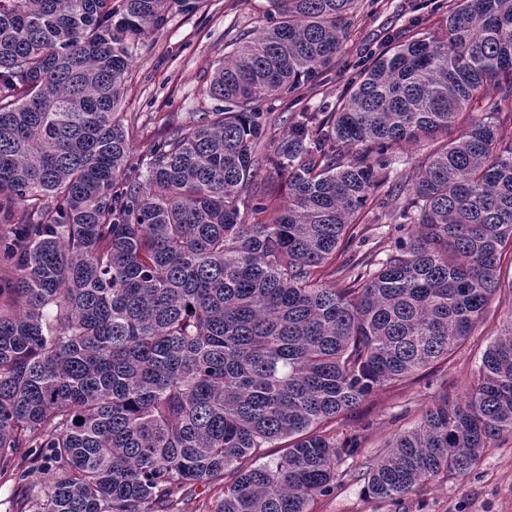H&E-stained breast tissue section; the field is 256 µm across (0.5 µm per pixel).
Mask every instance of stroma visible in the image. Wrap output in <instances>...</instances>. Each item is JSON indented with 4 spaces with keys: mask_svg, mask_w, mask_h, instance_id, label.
<instances>
[{
    "mask_svg": "<svg viewBox=\"0 0 512 512\" xmlns=\"http://www.w3.org/2000/svg\"><path fill=\"white\" fill-rule=\"evenodd\" d=\"M264 0H206L202 10L186 14L172 8L167 24L138 44L122 110L137 132L133 159L146 158L164 124H184L195 113L211 111L205 90L224 47L237 34L252 30ZM442 0H378L377 9L355 19L346 52L327 75L320 91L305 95L304 105L318 107L338 95L381 50L392 34L408 30L417 16L431 13ZM512 312V255L500 261V288L482 321L448 362L415 380L372 392L328 425L339 444L354 447L343 457L340 478L330 493L317 497L312 512H512V437L484 449L478 466L465 476L441 475L418 491L393 502L367 492L365 473L396 435L414 428L440 395L464 397L478 375L482 355Z\"/></svg>",
    "mask_w": 512,
    "mask_h": 512,
    "instance_id": "1",
    "label": "stroma"
}]
</instances>
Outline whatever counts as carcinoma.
I'll list each match as a JSON object with an SVG mask.
<instances>
[{"instance_id":"cac0c4a2","label":"carcinoma","mask_w":512,"mask_h":512,"mask_svg":"<svg viewBox=\"0 0 512 512\" xmlns=\"http://www.w3.org/2000/svg\"><path fill=\"white\" fill-rule=\"evenodd\" d=\"M202 2L0 0V474L26 457L51 472L18 476L14 512H185L186 487L226 475L213 512H311L354 452L322 425L448 361L500 288L512 0H448L334 102L277 116L377 0H265L214 69L224 107L131 167L135 49L172 5ZM372 205L399 235L338 285ZM506 434L512 312L465 397L394 438L367 492L464 476Z\"/></svg>"}]
</instances>
